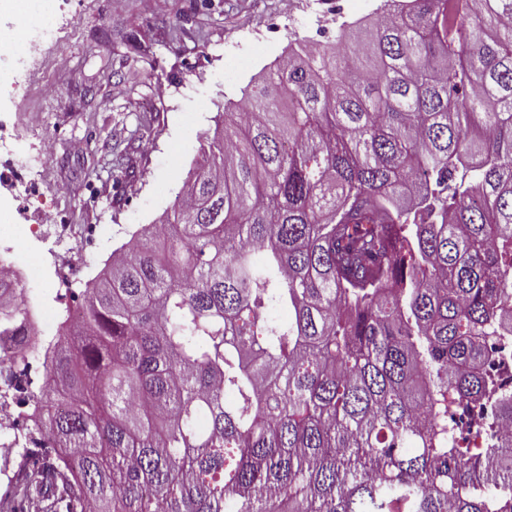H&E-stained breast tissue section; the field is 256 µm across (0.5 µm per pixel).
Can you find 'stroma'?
Masks as SVG:
<instances>
[{
    "instance_id": "obj_1",
    "label": "stroma",
    "mask_w": 512,
    "mask_h": 512,
    "mask_svg": "<svg viewBox=\"0 0 512 512\" xmlns=\"http://www.w3.org/2000/svg\"><path fill=\"white\" fill-rule=\"evenodd\" d=\"M65 16L33 94L0 46V109L15 113L21 151L49 153L40 199L70 243L57 275L82 283L172 207L218 113L294 41L338 35L328 0H69Z\"/></svg>"
}]
</instances>
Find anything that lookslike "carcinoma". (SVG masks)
<instances>
[{
    "label": "carcinoma",
    "mask_w": 512,
    "mask_h": 512,
    "mask_svg": "<svg viewBox=\"0 0 512 512\" xmlns=\"http://www.w3.org/2000/svg\"><path fill=\"white\" fill-rule=\"evenodd\" d=\"M387 2L278 59L77 292L11 512H512V438L455 437L512 417V0ZM484 421L482 425H474L471 427L470 432L464 433L467 437L466 441H460V446L463 448H471L477 454L483 455V450L488 446L489 435L484 431L485 424L491 429L490 438L494 441H500L504 435L505 425L500 416L495 412L493 407L484 405Z\"/></svg>",
    "instance_id": "obj_1"
}]
</instances>
